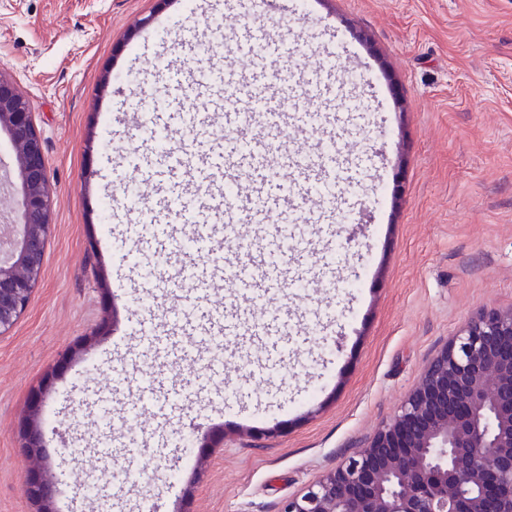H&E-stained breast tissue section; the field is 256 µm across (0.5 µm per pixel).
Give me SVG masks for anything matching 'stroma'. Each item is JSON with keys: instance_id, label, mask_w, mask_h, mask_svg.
<instances>
[{"instance_id": "obj_1", "label": "stroma", "mask_w": 512, "mask_h": 512, "mask_svg": "<svg viewBox=\"0 0 512 512\" xmlns=\"http://www.w3.org/2000/svg\"><path fill=\"white\" fill-rule=\"evenodd\" d=\"M0 0V76L28 100L51 185L50 233L30 300L0 336V512H41L22 487L20 433L42 394L45 475L54 512H93L78 482L100 475L111 433L115 512H278L399 409L424 365L479 312L512 306V0ZM266 35L272 69L301 59L344 85L363 171L335 223L333 279L275 289L297 336L275 374L227 359L164 364L204 383L162 435L142 419L116 431L86 414L85 451L63 446L73 403L107 388L137 343L152 239L127 234L122 194L144 131L123 113L167 99L183 62L246 68L238 21ZM135 75L127 83V75ZM196 436L191 450L181 435Z\"/></svg>"}]
</instances>
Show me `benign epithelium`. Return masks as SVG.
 I'll list each match as a JSON object with an SVG mask.
<instances>
[{
    "label": "benign epithelium",
    "mask_w": 512,
    "mask_h": 512,
    "mask_svg": "<svg viewBox=\"0 0 512 512\" xmlns=\"http://www.w3.org/2000/svg\"><path fill=\"white\" fill-rule=\"evenodd\" d=\"M0 129L18 153L19 223L0 235V335L26 308L50 231L51 189L28 102L0 76ZM43 427L21 435L27 453ZM27 497L54 483L30 470ZM279 512H512V307L483 311L428 361L395 415Z\"/></svg>",
    "instance_id": "7a95c632"
}]
</instances>
